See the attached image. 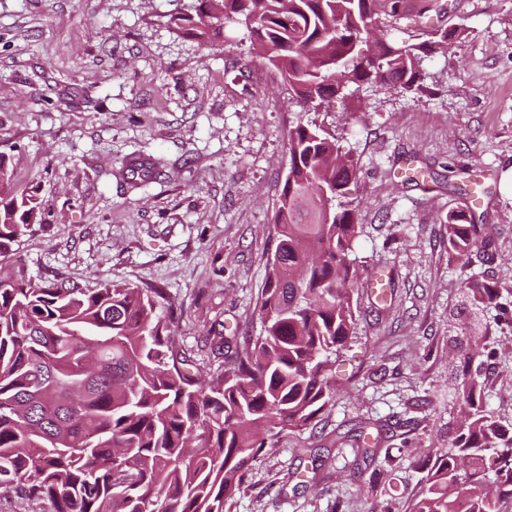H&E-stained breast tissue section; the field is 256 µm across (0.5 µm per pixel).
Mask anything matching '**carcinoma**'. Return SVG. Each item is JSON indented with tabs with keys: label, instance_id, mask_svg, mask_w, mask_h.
<instances>
[{
	"label": "carcinoma",
	"instance_id": "obj_1",
	"mask_svg": "<svg viewBox=\"0 0 512 512\" xmlns=\"http://www.w3.org/2000/svg\"><path fill=\"white\" fill-rule=\"evenodd\" d=\"M375 0H186L168 28L209 46L224 21L243 24L257 57L309 112L340 91L421 89L424 61L455 39L390 41V11ZM372 43L361 56L357 45ZM288 176L275 212L277 246L256 308L262 322L216 377L198 379L172 345L176 315L162 288L102 280L83 288L0 265V489L49 512H224L250 463L285 431L313 424L335 391L333 357L355 329L349 258L359 234L347 200L356 162L313 120L288 131ZM38 189L17 192L0 151V258L43 223ZM448 252L465 259L492 232L467 210L449 212ZM464 289L483 309H504L497 283ZM495 348L481 336L458 355L452 383L460 417L448 448L418 466L414 512H506L512 504V423L486 413L485 372ZM381 436L356 434L362 458Z\"/></svg>",
	"mask_w": 512,
	"mask_h": 512
}]
</instances>
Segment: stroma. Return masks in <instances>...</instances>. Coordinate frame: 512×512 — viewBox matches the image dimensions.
<instances>
[{"label": "stroma", "instance_id": "obj_1", "mask_svg": "<svg viewBox=\"0 0 512 512\" xmlns=\"http://www.w3.org/2000/svg\"><path fill=\"white\" fill-rule=\"evenodd\" d=\"M172 0H0V150L16 189L37 186L44 223L10 264L28 277L164 289L182 317L177 348L204 377L262 329L256 299L276 246L274 211L300 116L244 27L202 47L172 33ZM392 38L434 20L466 31L424 65L423 90L330 98L311 120L352 152L349 197L362 280L383 276L387 303L353 295L356 336L313 427L288 431L251 463L224 512H412L416 462L447 447L455 347L491 335L488 409L512 421V320L473 313L463 283L512 291V0H402ZM157 161L132 176L129 161ZM493 232L468 259L448 252V212ZM222 331V351L211 338ZM390 428L383 456L357 467L337 434Z\"/></svg>", "mask_w": 512, "mask_h": 512}]
</instances>
